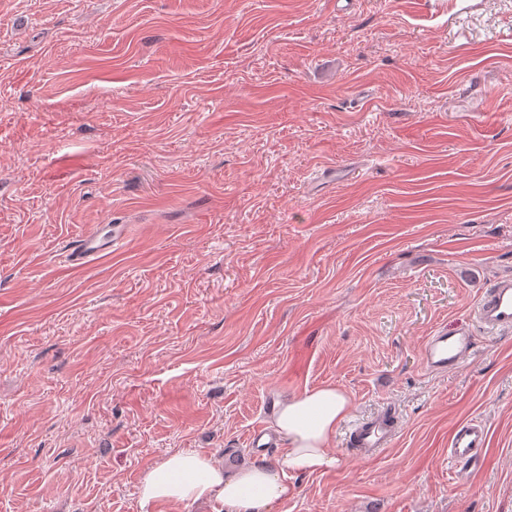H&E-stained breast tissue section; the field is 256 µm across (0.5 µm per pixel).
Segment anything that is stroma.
I'll return each mask as SVG.
<instances>
[{"mask_svg":"<svg viewBox=\"0 0 512 512\" xmlns=\"http://www.w3.org/2000/svg\"><path fill=\"white\" fill-rule=\"evenodd\" d=\"M447 2L0 0V512H159L151 465L326 384L401 432L274 512H512V335L422 364L512 274V0ZM123 224H103L83 234L71 249L67 259L72 266H82L101 255L111 253L116 243L126 237ZM489 445L488 430L480 422L460 424L448 442V457L455 463L475 460Z\"/></svg>","mask_w":512,"mask_h":512,"instance_id":"stroma-1","label":"stroma"}]
</instances>
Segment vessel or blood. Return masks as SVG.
Wrapping results in <instances>:
<instances>
[{
    "instance_id": "obj_1",
    "label": "vessel or blood",
    "mask_w": 512,
    "mask_h": 512,
    "mask_svg": "<svg viewBox=\"0 0 512 512\" xmlns=\"http://www.w3.org/2000/svg\"><path fill=\"white\" fill-rule=\"evenodd\" d=\"M126 236L122 224H105L83 234L67 253L70 265L82 266L110 253ZM501 336L512 333V275L494 277L484 289L470 314L469 325L441 328L429 336L423 350V365L428 372L444 374L469 357L475 348L476 333ZM394 412L355 422L346 442L365 457L390 447L399 432ZM489 445L488 431L478 422L460 424L448 442V456L456 463L475 460Z\"/></svg>"
}]
</instances>
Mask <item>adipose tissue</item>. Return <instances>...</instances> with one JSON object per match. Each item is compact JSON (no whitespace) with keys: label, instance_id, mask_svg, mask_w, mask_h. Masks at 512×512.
I'll return each instance as SVG.
<instances>
[{"label":"adipose tissue","instance_id":"ef3b65f1","mask_svg":"<svg viewBox=\"0 0 512 512\" xmlns=\"http://www.w3.org/2000/svg\"><path fill=\"white\" fill-rule=\"evenodd\" d=\"M351 410L350 397L331 385L289 397L273 413V427L287 443L275 462L228 473L213 456L177 451L148 470L140 499L157 507L209 502L217 512H272L292 493L288 475L335 465L331 448Z\"/></svg>","mask_w":512,"mask_h":512}]
</instances>
